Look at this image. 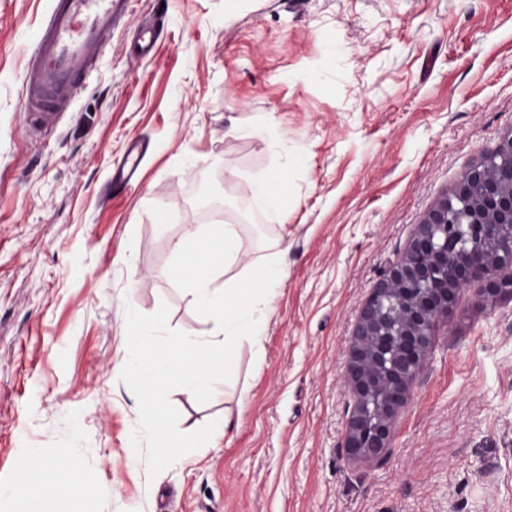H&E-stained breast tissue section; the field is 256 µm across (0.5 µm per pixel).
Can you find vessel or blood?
<instances>
[{"label": "vessel or blood", "instance_id": "b4317fda", "mask_svg": "<svg viewBox=\"0 0 512 512\" xmlns=\"http://www.w3.org/2000/svg\"><path fill=\"white\" fill-rule=\"evenodd\" d=\"M128 14L129 0H52L25 73L34 124L48 125L72 101Z\"/></svg>", "mask_w": 512, "mask_h": 512}]
</instances>
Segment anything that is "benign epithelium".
Instances as JSON below:
<instances>
[{
  "instance_id": "obj_1",
  "label": "benign epithelium",
  "mask_w": 512,
  "mask_h": 512,
  "mask_svg": "<svg viewBox=\"0 0 512 512\" xmlns=\"http://www.w3.org/2000/svg\"><path fill=\"white\" fill-rule=\"evenodd\" d=\"M512 164L487 173V162L468 168L451 195L416 225L405 253L392 262L362 308L354 333L347 382L356 402L344 448L353 460L379 461L391 447L393 421L410 396L431 348L437 322L449 316L460 292L474 282L488 298L512 296ZM479 184L484 208L465 224L452 205ZM459 248L448 258V228Z\"/></svg>"
}]
</instances>
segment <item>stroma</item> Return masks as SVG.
<instances>
[{
  "label": "stroma",
  "mask_w": 512,
  "mask_h": 512,
  "mask_svg": "<svg viewBox=\"0 0 512 512\" xmlns=\"http://www.w3.org/2000/svg\"><path fill=\"white\" fill-rule=\"evenodd\" d=\"M50 0H0V512L32 451L75 462L90 512H512V298L463 291L436 326L388 456L343 443L359 313L416 224L512 129V0H130L96 69L33 130L26 52ZM154 25L144 57L131 32ZM140 180L112 181L133 142ZM287 175V276L227 394L167 385L171 429L241 422L162 460L123 332L207 336L172 284L192 224ZM168 237H157V212Z\"/></svg>",
  "instance_id": "35a3bbf8"
}]
</instances>
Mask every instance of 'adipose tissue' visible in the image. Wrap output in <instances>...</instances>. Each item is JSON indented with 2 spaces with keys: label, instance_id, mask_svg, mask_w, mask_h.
<instances>
[{
  "label": "adipose tissue",
  "instance_id": "obj_1",
  "mask_svg": "<svg viewBox=\"0 0 512 512\" xmlns=\"http://www.w3.org/2000/svg\"><path fill=\"white\" fill-rule=\"evenodd\" d=\"M284 182L283 171L276 168L256 175L250 198L240 206L243 215L257 211L268 218L282 216ZM242 232L239 224H201L175 242L171 280L186 288L198 310L213 320L217 340L208 344L190 336L165 338L141 323L128 325L126 342L134 360L126 370L144 398L158 399L171 383L192 396L210 393L217 371L234 361L241 345H249L255 357H262L260 323L286 276L274 256L282 242L267 241L265 248L272 256L259 265L244 248ZM232 425L233 417L227 413L203 432H175L157 421L153 433L163 443L164 457L175 459L182 449L214 444ZM58 488L67 492L69 512H87L96 496L95 488L83 482L72 461H48L34 452L18 460L11 494L21 501L22 512H46L44 494Z\"/></svg>",
  "mask_w": 512,
  "mask_h": 512
}]
</instances>
